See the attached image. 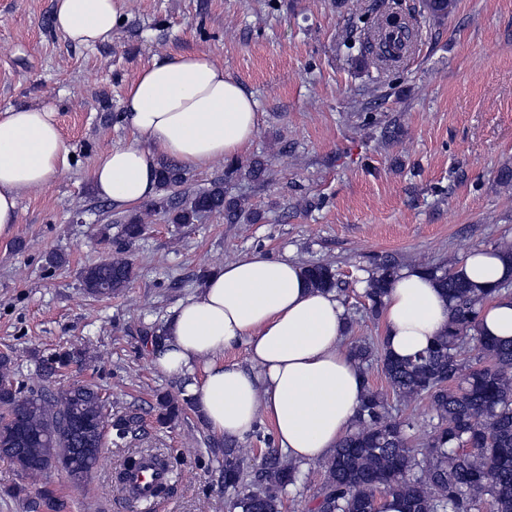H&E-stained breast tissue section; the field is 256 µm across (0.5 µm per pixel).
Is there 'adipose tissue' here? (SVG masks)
<instances>
[{
	"label": "adipose tissue",
	"instance_id": "1",
	"mask_svg": "<svg viewBox=\"0 0 512 512\" xmlns=\"http://www.w3.org/2000/svg\"><path fill=\"white\" fill-rule=\"evenodd\" d=\"M125 2L55 0L53 25L74 44L105 43L126 17ZM121 112L129 141L99 154L90 172L97 195L118 208L155 195L161 161L195 171L243 156L259 124L252 92L204 51L154 57L126 85ZM54 114L48 105L0 112V238L12 234L22 195L66 165ZM459 271L484 288L512 279V266L483 249ZM448 312L424 269H401L384 298L386 350L416 356L447 326ZM345 317L335 292L314 287L302 265L252 253L213 271L173 309L152 362L185 379L211 432L241 440L266 418L277 448L305 464L334 454L362 401L363 377L341 343ZM241 344L246 364L225 362Z\"/></svg>",
	"mask_w": 512,
	"mask_h": 512
}]
</instances>
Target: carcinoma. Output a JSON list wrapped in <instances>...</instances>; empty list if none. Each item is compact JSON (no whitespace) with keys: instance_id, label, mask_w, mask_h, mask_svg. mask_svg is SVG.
<instances>
[{"instance_id":"obj_1","label":"carcinoma","mask_w":512,"mask_h":512,"mask_svg":"<svg viewBox=\"0 0 512 512\" xmlns=\"http://www.w3.org/2000/svg\"><path fill=\"white\" fill-rule=\"evenodd\" d=\"M405 31V48H413L414 25L395 16H380L363 22L362 52L374 55L379 68L388 70L396 61L394 52L378 41L383 26ZM269 170L256 158L243 164L224 163V177L189 198L176 193L187 181L186 173L163 162L158 170L159 189L164 192L152 203L170 224H193L208 214L224 216V223L256 221L259 213L245 208L231 196L232 182L263 183ZM145 232L139 216L124 221L122 234L128 243ZM397 262L384 257L367 279L366 297L372 317L382 314L384 296ZM428 273L450 300L448 326L430 346L410 359L377 353L363 342L350 347L359 365L380 356L388 389L399 401L426 398L437 422L424 448L412 445L410 423L388 416L384 393L365 386L353 430L326 463L327 478L319 497L318 512H381V500L393 495L404 512H475L488 501L491 512H512V338L500 339L479 333L483 307L490 301L508 299L512 291L503 282L482 288L456 268H430ZM134 274L126 259H109L89 268L84 288L92 295L110 296L127 286ZM316 288L333 287L331 271L321 265L306 267ZM473 342L474 360L462 357L466 340ZM84 356L70 349L55 351L41 359L37 372L41 381L69 369ZM190 399L168 394L157 396V418L169 426L188 411ZM134 416L116 419L107 413L98 388L74 382L56 393L27 386L17 376L10 355L0 354V457L16 466L21 476L35 478L59 466L65 472L79 469L86 482L97 466L96 457L80 464L84 448H101L107 429L124 440L135 435ZM211 453L222 469L224 487L235 492L234 512H282L287 489L301 480L300 465L270 445L260 460L249 464L232 442ZM32 512L58 508L54 491L47 485L29 500Z\"/></svg>"}]
</instances>
